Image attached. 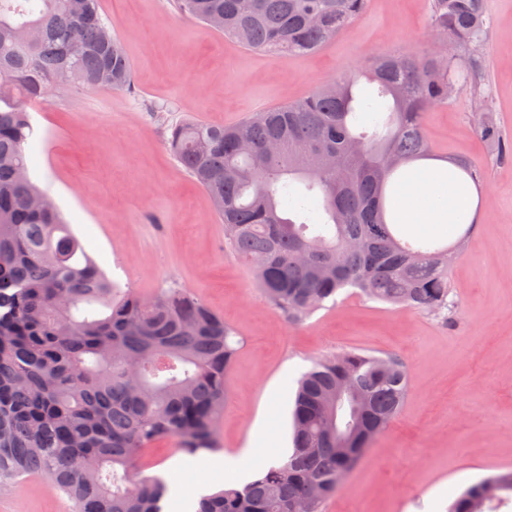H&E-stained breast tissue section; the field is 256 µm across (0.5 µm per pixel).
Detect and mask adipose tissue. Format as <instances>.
Returning <instances> with one entry per match:
<instances>
[{"label":"adipose tissue","instance_id":"adipose-tissue-1","mask_svg":"<svg viewBox=\"0 0 512 512\" xmlns=\"http://www.w3.org/2000/svg\"><path fill=\"white\" fill-rule=\"evenodd\" d=\"M397 219L416 234L469 223L477 195L451 164L409 167L399 190Z\"/></svg>","mask_w":512,"mask_h":512}]
</instances>
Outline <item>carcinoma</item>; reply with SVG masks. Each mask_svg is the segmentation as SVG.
<instances>
[{
  "label": "carcinoma",
  "mask_w": 512,
  "mask_h": 512,
  "mask_svg": "<svg viewBox=\"0 0 512 512\" xmlns=\"http://www.w3.org/2000/svg\"><path fill=\"white\" fill-rule=\"evenodd\" d=\"M184 16L270 55L306 56L336 38L367 0H173ZM430 26L466 57L394 52L368 63L376 93L355 96L340 75L303 99L229 126L185 120L168 146L209 195L224 246L251 264L273 306L300 322L344 288L367 300L439 312L448 267L475 224L450 245L402 240L386 187L403 165L434 157L426 113L468 86L486 102L484 0H431ZM131 90V66L100 0H0V487L36 475L71 512H163L168 486L139 466L173 440L195 454L218 447L226 378L240 341L194 292L177 284L122 292L86 253L29 173V104L50 89ZM483 137L500 141L489 109ZM450 162L475 185L467 159ZM363 397L336 414V388ZM408 374L393 357L347 351L317 359L298 381L293 449L257 478L199 501L197 512H323L344 476L402 413ZM512 471L481 479L448 512H499Z\"/></svg>",
  "instance_id": "cac0c4a2"
}]
</instances>
